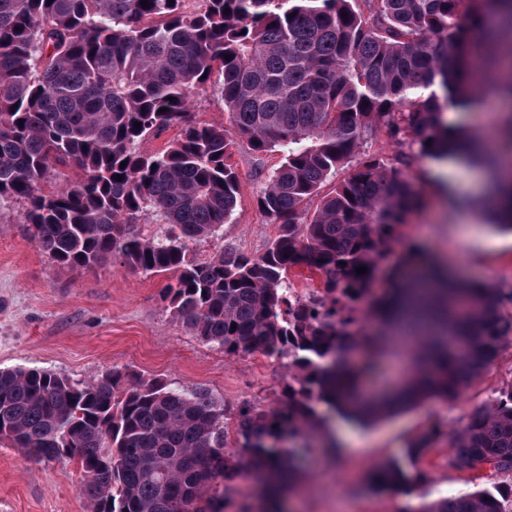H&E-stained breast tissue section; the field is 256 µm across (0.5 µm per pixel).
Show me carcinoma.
Returning <instances> with one entry per match:
<instances>
[{
  "instance_id": "carcinoma-1",
  "label": "carcinoma",
  "mask_w": 512,
  "mask_h": 512,
  "mask_svg": "<svg viewBox=\"0 0 512 512\" xmlns=\"http://www.w3.org/2000/svg\"><path fill=\"white\" fill-rule=\"evenodd\" d=\"M148 2L0 0V210L21 206L36 246L73 270L115 258L134 272L179 271L162 296L176 321L228 356L285 361L288 384L269 406L243 402L231 448L224 404L205 391L117 369L88 385L0 369V443L76 463L91 512H229L224 485L242 475L256 480V504L235 512H282L267 504L284 499V473L322 429L317 403L374 424L458 396L512 342V313L501 311L512 293L471 285L433 300L422 277L438 263L417 244L394 252L421 206L417 162L448 157L454 137L476 141L443 121L448 104L512 99L493 27L512 22V0H202L193 11L187 0ZM215 88L229 129L195 110ZM172 126L180 134L166 149L140 151ZM382 134L396 147L388 159L363 151ZM240 140L281 155L256 196L278 234L257 256L227 246L190 261L188 243L232 216ZM482 149L512 153V117ZM60 166L79 178L45 190ZM483 210L512 230L511 178L493 185ZM143 221L172 232L148 238ZM384 265L407 273L414 291L389 331L383 303L371 300ZM299 266L319 275L322 296L292 294L286 273ZM361 319L374 324L368 336L353 329ZM412 349L423 355L414 383L358 405V390ZM442 447L450 469L484 465L512 480V388L453 433L431 424L408 444L414 473L378 466L369 489L424 487ZM415 512H512V488Z\"/></svg>"
}]
</instances>
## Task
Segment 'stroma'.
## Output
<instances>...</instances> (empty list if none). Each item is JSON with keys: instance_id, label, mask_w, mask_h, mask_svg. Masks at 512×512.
<instances>
[{"instance_id": "1", "label": "stroma", "mask_w": 512, "mask_h": 512, "mask_svg": "<svg viewBox=\"0 0 512 512\" xmlns=\"http://www.w3.org/2000/svg\"><path fill=\"white\" fill-rule=\"evenodd\" d=\"M239 193L232 221L217 236L190 243L193 261L211 259L224 246L262 254L278 228L258 211L256 196L280 162L278 153L256 155L239 142L234 155ZM433 159L420 161L416 185L422 208L403 229L433 254L476 283L512 290V232L486 222L462 221L448 211L429 179ZM175 272L137 273L111 263L74 271L36 247L18 208L0 211V368L47 370L82 383L121 369L146 380L159 378L188 391H206L223 401L229 442H236V412L246 401L270 403L288 381V369L259 353L227 357L179 324L162 300ZM512 388V343L495 364L455 399H430L372 426L351 425L362 446L331 457L312 438L302 461L306 483L289 502L291 512H404L440 498L494 490L488 473L468 475L442 467L413 493L374 494L366 477L376 465H408L407 444L431 423L461 428L479 406ZM76 465L35 462L0 446V512H90L78 488Z\"/></svg>"}]
</instances>
